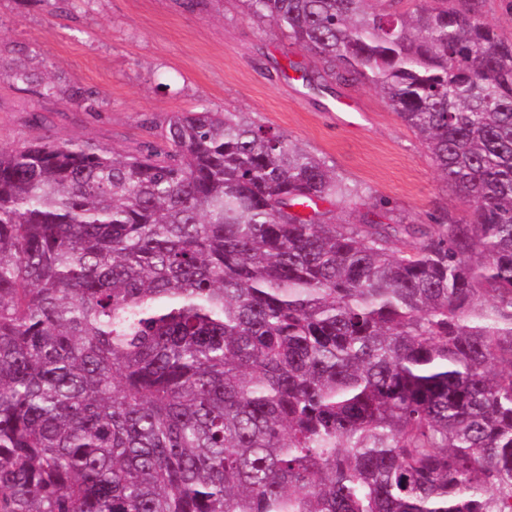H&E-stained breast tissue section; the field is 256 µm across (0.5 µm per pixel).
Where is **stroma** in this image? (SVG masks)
<instances>
[{
  "label": "stroma",
  "mask_w": 512,
  "mask_h": 512,
  "mask_svg": "<svg viewBox=\"0 0 512 512\" xmlns=\"http://www.w3.org/2000/svg\"><path fill=\"white\" fill-rule=\"evenodd\" d=\"M25 64L56 93L14 83ZM318 56L250 15L244 0H0V148L32 137L80 138L121 152L157 140L171 113H250L324 158L360 197L332 203L341 221L424 224L463 207L380 91L359 81L308 88ZM95 94L72 98L73 88ZM388 208H381V201Z\"/></svg>",
  "instance_id": "obj_1"
}]
</instances>
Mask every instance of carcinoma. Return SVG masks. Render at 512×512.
<instances>
[{
  "label": "carcinoma",
  "mask_w": 512,
  "mask_h": 512,
  "mask_svg": "<svg viewBox=\"0 0 512 512\" xmlns=\"http://www.w3.org/2000/svg\"><path fill=\"white\" fill-rule=\"evenodd\" d=\"M245 2L465 215L343 224L358 186L243 112L0 148V512H512V38L486 0Z\"/></svg>",
  "instance_id": "1"
}]
</instances>
